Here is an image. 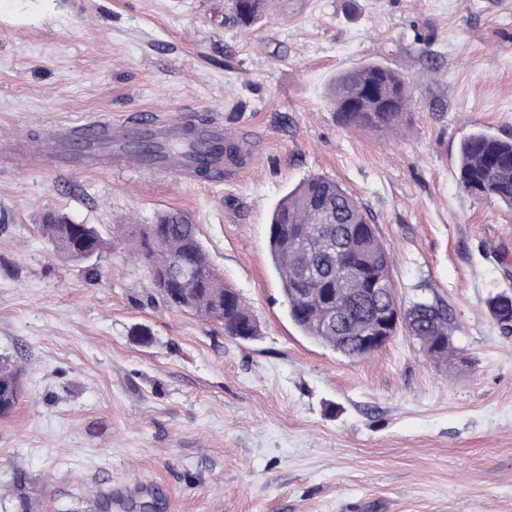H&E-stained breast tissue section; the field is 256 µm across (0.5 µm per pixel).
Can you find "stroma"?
Segmentation results:
<instances>
[{
	"instance_id": "stroma-1",
	"label": "stroma",
	"mask_w": 512,
	"mask_h": 512,
	"mask_svg": "<svg viewBox=\"0 0 512 512\" xmlns=\"http://www.w3.org/2000/svg\"><path fill=\"white\" fill-rule=\"evenodd\" d=\"M410 81L388 133L342 126L339 71ZM249 132L237 180L56 173L10 158L45 129L140 111ZM512 138V0H0V512H512V210L468 195L457 150ZM315 174L373 214L403 306L439 297L458 354L407 330L351 360L289 321L268 246L277 201ZM172 210L257 316L240 342L167 307L127 252ZM98 228L94 274L55 252L46 213ZM232 13L237 22L250 25L266 9L265 0H231ZM491 317L504 329H512V295L497 294L487 302ZM20 374L17 368L0 363V417L12 414L20 394Z\"/></svg>"
}]
</instances>
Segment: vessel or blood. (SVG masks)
I'll use <instances>...</instances> for the list:
<instances>
[{
  "label": "vessel or blood",
  "mask_w": 512,
  "mask_h": 512,
  "mask_svg": "<svg viewBox=\"0 0 512 512\" xmlns=\"http://www.w3.org/2000/svg\"><path fill=\"white\" fill-rule=\"evenodd\" d=\"M224 137L222 122L212 118L142 111L118 121L98 118L52 128L27 142L20 154L58 172H161L187 183L198 181L197 169L204 165L209 183L221 184L235 176L240 164L206 154L204 144ZM157 145L168 146V153L158 161L148 159L147 149Z\"/></svg>",
  "instance_id": "b4317fda"
}]
</instances>
